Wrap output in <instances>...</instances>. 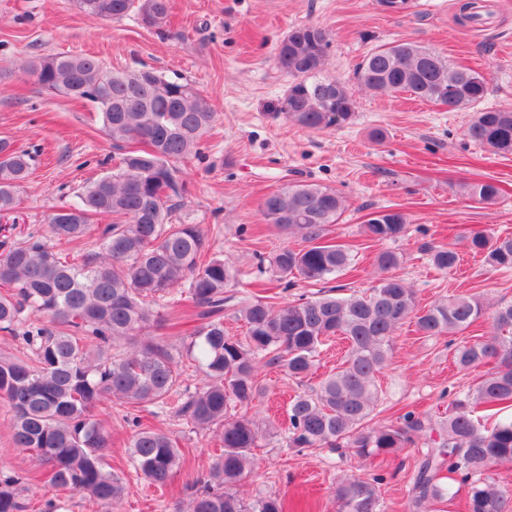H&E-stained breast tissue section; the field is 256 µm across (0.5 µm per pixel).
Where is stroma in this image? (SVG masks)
<instances>
[{"instance_id":"stroma-1","label":"stroma","mask_w":512,"mask_h":512,"mask_svg":"<svg viewBox=\"0 0 512 512\" xmlns=\"http://www.w3.org/2000/svg\"><path fill=\"white\" fill-rule=\"evenodd\" d=\"M485 2V24L472 27L456 19L459 0H410L400 13L385 12L378 0H172L168 30L160 36L133 13L103 22L80 13L73 0H0V138L43 149L19 191L21 222L14 236L49 235L50 215L106 171L103 160L112 143L96 108L42 91L23 69L38 58L80 53L113 71L147 65L183 77L208 97L216 123L204 138L203 158L182 165L191 194L179 215L202 225L211 251L241 271L245 285L233 289V306L251 296L247 284L259 277L258 257L302 244L300 237L268 227L259 208L285 179L326 185L345 198L348 210L329 232L355 259L340 284L368 288L378 277L375 256L389 249L401 255L396 273L414 289L418 307L456 294L489 305L510 303L512 271H488L464 250L458 268L444 272L431 264L427 249L457 242L470 227L512 233V156L495 155L465 137L473 109L449 112L406 92L372 93L354 79L370 49L413 42L482 73L484 107L512 106V0ZM304 24L331 35L325 73L345 83L356 101L349 124L308 130L279 112L289 78L276 66L275 49L289 30ZM486 179L502 189L495 203H477L462 189L463 183ZM389 208L407 214L408 233L386 243L369 240L363 224ZM452 354L447 337H425L405 324L391 363L377 377L381 394L374 423L408 411L435 422L447 416L455 392L483 374L479 368L458 371ZM258 380L264 393L252 414L266 438L253 451L242 494H275L310 503L315 512H336L337 480L379 473L384 512H408V486L422 447L383 460L286 447V409L302 385L276 367L264 368ZM126 414L116 403L96 411L110 435L108 464L126 486L119 512H186L189 483L221 452L217 430L194 429L170 408L145 405V421L172 434L186 458L166 485L155 486L130 465ZM0 464L26 476V498L46 492L44 469L15 447L2 404Z\"/></svg>"}]
</instances>
